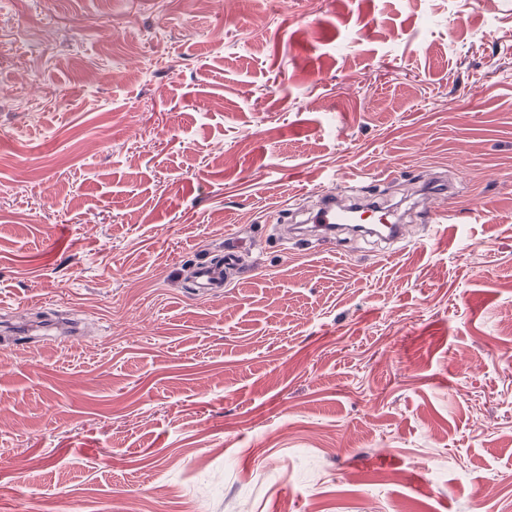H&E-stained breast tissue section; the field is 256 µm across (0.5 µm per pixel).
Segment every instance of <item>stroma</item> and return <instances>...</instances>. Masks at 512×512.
I'll list each match as a JSON object with an SVG mask.
<instances>
[{
    "instance_id": "obj_1",
    "label": "stroma",
    "mask_w": 512,
    "mask_h": 512,
    "mask_svg": "<svg viewBox=\"0 0 512 512\" xmlns=\"http://www.w3.org/2000/svg\"><path fill=\"white\" fill-rule=\"evenodd\" d=\"M0 512H512V0H0ZM444 189L440 185H435L432 181L424 183V190L420 203L426 215V222L428 224H442L443 220H448V224H457L458 221L454 219V214L448 210V216L446 211L438 210L434 206L435 200L444 194ZM313 208L305 213L300 224H307L319 235L338 240L346 227L369 226L377 229L378 238L397 241L406 237L408 227L400 224L396 207L373 201L365 205L339 206L333 191H322ZM237 265V256L229 252L223 261H207L195 266L191 278L198 288L220 285L224 278L228 279L236 273Z\"/></svg>"
}]
</instances>
